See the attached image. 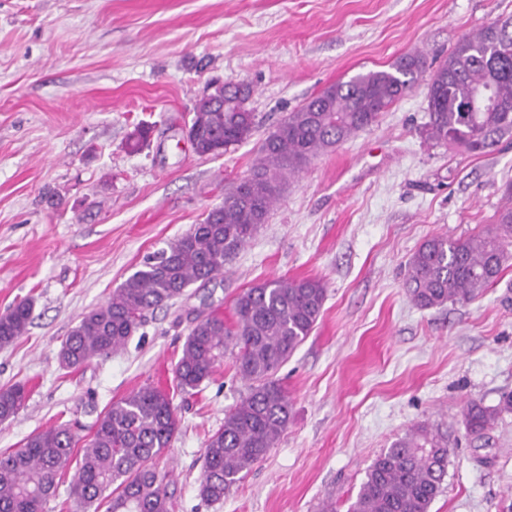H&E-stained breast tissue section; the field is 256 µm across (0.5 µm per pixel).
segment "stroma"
I'll list each match as a JSON object with an SVG mask.
<instances>
[{
	"label": "stroma",
	"mask_w": 512,
	"mask_h": 512,
	"mask_svg": "<svg viewBox=\"0 0 512 512\" xmlns=\"http://www.w3.org/2000/svg\"><path fill=\"white\" fill-rule=\"evenodd\" d=\"M510 15L512 0H0V313L33 301L26 333L0 349V388L28 389L0 423V452L61 422L88 434L142 385L172 389L198 312L228 320L254 284L318 278L321 316L277 373L288 426L221 501L199 495L205 441L249 384L228 353L174 395L178 432L155 462L172 512H346L373 459L420 422L451 441L430 512H512V413L482 440L461 424L467 401L512 391V264L468 304L421 310L402 286L426 238L495 223L512 143L480 155L427 143L424 85L290 179L223 278L148 315L121 351L76 370L58 359L84 313L223 203L288 112L404 54L441 61ZM215 79L251 85L257 125L201 156L185 124Z\"/></svg>",
	"instance_id": "obj_1"
}]
</instances>
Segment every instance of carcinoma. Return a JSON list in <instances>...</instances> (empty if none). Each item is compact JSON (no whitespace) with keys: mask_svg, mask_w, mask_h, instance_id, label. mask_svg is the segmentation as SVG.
Instances as JSON below:
<instances>
[{"mask_svg":"<svg viewBox=\"0 0 512 512\" xmlns=\"http://www.w3.org/2000/svg\"><path fill=\"white\" fill-rule=\"evenodd\" d=\"M426 79L429 120L423 136L433 145L469 153L493 151L512 137V16L462 37L437 68L421 52L404 55L390 69L357 74L325 87L288 113L259 147L249 173L187 234L147 255L140 268L84 314L58 352L67 368L125 347L147 315L169 305L185 288L224 274V266L257 234L288 179L310 161L376 123L379 114ZM249 85L226 81L219 95L193 106L190 129L197 154L239 144L252 135ZM512 204L481 236L426 239L407 262L403 288L419 308L469 303L498 282L512 259ZM317 278H278L245 290L230 323L215 314L196 317L173 369L184 392L211 378L224 353L237 350V375L249 392L224 413V425L205 442L201 498L218 502L274 447L290 418L288 394L276 374L310 335L326 300ZM32 303L24 299L0 315V348L27 331ZM28 397L26 386L0 388V422L15 418ZM512 411V392L499 404L466 403L468 434L485 435ZM172 398L145 385L112 402L89 436L67 424L29 435L22 448L0 454V512H43L57 487L68 482L77 512H170L154 459L177 431ZM82 451L70 479L64 467ZM448 437L426 423L413 426L368 467L348 512H430L448 475Z\"/></svg>","mask_w":512,"mask_h":512,"instance_id":"cac0c4a2","label":"carcinoma"}]
</instances>
